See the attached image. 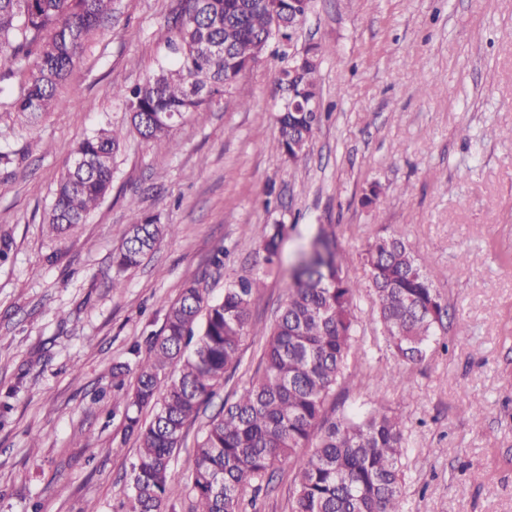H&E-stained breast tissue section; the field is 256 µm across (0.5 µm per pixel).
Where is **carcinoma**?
I'll use <instances>...</instances> for the list:
<instances>
[{"instance_id": "1", "label": "carcinoma", "mask_w": 512, "mask_h": 512, "mask_svg": "<svg viewBox=\"0 0 512 512\" xmlns=\"http://www.w3.org/2000/svg\"><path fill=\"white\" fill-rule=\"evenodd\" d=\"M112 18V0H0V59L28 69L9 107L37 116L50 111L58 85L91 36ZM274 18L248 0H201L168 21L174 62L160 65L142 85L114 96L130 112L131 127L147 141L166 140L187 116L205 119L238 74L266 55ZM323 49L297 74L303 97L318 98L315 75ZM32 67H27L28 62ZM320 112H280L278 148L291 160L309 152ZM122 135L101 128L69 154L45 221L66 234L86 223L112 189ZM128 237L113 254L112 287L139 268L175 225L156 223L130 202ZM286 226L262 229V274L242 277L211 299L197 281L182 289L160 332L129 349L135 367L112 370V412H120L124 436L137 443L127 481L124 512H177L171 462L186 428L236 370L250 324V307L263 276L282 266ZM336 228H319L309 253L291 268L288 299L265 338L261 367L209 418L193 450L188 512H245L243 493L261 484L274 467L293 472L292 512H402L404 420L374 408L364 414L327 415L326 405L345 373L363 357L358 345L361 299L374 326L401 359L416 364L446 329V305L434 274L404 238L385 233L363 252L368 285L354 286ZM135 372L134 383L125 376ZM153 412L150 421L141 413Z\"/></svg>"}]
</instances>
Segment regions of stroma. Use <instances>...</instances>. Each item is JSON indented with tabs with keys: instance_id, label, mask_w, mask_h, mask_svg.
I'll return each instance as SVG.
<instances>
[{
	"instance_id": "stroma-1",
	"label": "stroma",
	"mask_w": 512,
	"mask_h": 512,
	"mask_svg": "<svg viewBox=\"0 0 512 512\" xmlns=\"http://www.w3.org/2000/svg\"><path fill=\"white\" fill-rule=\"evenodd\" d=\"M180 0H112V21L87 43L51 112L11 110L21 78L0 83V512H116L136 455L112 414V367L159 332L186 281L210 297L252 276L265 225L288 224L283 264L320 225L336 227L367 282L361 254L377 234L404 236L433 269L448 305L446 347L410 366L359 311L357 371L336 388L337 413L385 407L405 422L403 512H512V0H313L292 48L324 49L316 74L326 117L309 153L276 149L281 62L244 72L206 122L186 118L166 144L127 134L110 194L85 224L56 237L45 223L70 149L127 126L114 89L171 61L167 20ZM376 204L361 198L371 183ZM163 236L123 287L112 255L132 215ZM227 249L222 267L211 258ZM287 295L265 278L254 295L241 363L190 426L171 463L188 495L195 439L254 374ZM292 474L276 469L253 492L254 512H291Z\"/></svg>"
}]
</instances>
